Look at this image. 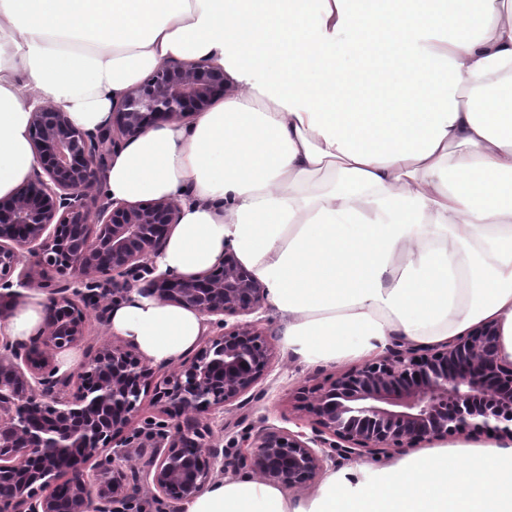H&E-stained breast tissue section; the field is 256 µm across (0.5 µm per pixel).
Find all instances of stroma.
I'll return each mask as SVG.
<instances>
[{
	"instance_id": "stroma-1",
	"label": "stroma",
	"mask_w": 512,
	"mask_h": 512,
	"mask_svg": "<svg viewBox=\"0 0 512 512\" xmlns=\"http://www.w3.org/2000/svg\"><path fill=\"white\" fill-rule=\"evenodd\" d=\"M247 320L267 332L273 352L266 374L248 393L231 405L201 416V424L211 431V442L223 447H246L256 431L266 424L293 433L309 432L311 416L304 410L300 394L328 382L339 372L338 367L332 365L305 368L292 362L280 342L278 324L268 308H260L248 315ZM171 422V417L155 403L153 393L147 392L125 435L146 457L150 454L144 446L146 432Z\"/></svg>"
}]
</instances>
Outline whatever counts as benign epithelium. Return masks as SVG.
Masks as SVG:
<instances>
[{
    "instance_id": "benign-epithelium-1",
    "label": "benign epithelium",
    "mask_w": 512,
    "mask_h": 512,
    "mask_svg": "<svg viewBox=\"0 0 512 512\" xmlns=\"http://www.w3.org/2000/svg\"><path fill=\"white\" fill-rule=\"evenodd\" d=\"M224 97V71L204 61L166 60L133 87L112 110V124L90 135L59 108L33 111L31 142L37 168L31 180L0 199V281L53 289L42 334L0 352V512H58L67 490L69 512H112L128 496L115 470L86 465L105 449L112 461L128 460L123 439L152 368L114 346L99 350L74 375H57L53 354L84 336V308H97L141 281L163 300L193 309L222 329L223 317L254 313L265 289L235 256L196 277L178 280L156 273L151 257L163 248L177 211L168 201L127 203L93 194L106 152L153 124L189 120ZM37 257L23 263V251ZM496 328L486 323L433 352L389 350L373 362L336 375L306 396L311 435L264 425L231 465L250 463L265 480L304 487L341 459L414 448L456 435L512 438V362L496 353ZM268 335L237 325L205 340L182 362L156 396L182 413H206L250 391L271 360ZM78 391L58 396L71 378ZM56 406L43 409L42 398ZM153 451L139 467L133 494L185 501L212 480L223 453L204 442L193 423L150 436ZM63 483L55 479L63 474Z\"/></svg>"
}]
</instances>
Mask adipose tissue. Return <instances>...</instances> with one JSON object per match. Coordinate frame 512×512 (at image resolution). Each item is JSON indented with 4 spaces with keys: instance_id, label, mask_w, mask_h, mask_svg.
I'll list each match as a JSON object with an SVG mask.
<instances>
[{
    "instance_id": "ef3b65f1",
    "label": "adipose tissue",
    "mask_w": 512,
    "mask_h": 512,
    "mask_svg": "<svg viewBox=\"0 0 512 512\" xmlns=\"http://www.w3.org/2000/svg\"><path fill=\"white\" fill-rule=\"evenodd\" d=\"M168 59L222 69V104L129 140L101 183L175 205L160 271L232 252L305 366L485 323L512 360V0H0V198L37 167L35 106L97 133ZM48 313L31 288L0 334L30 341ZM204 321L134 287L106 331L169 365ZM176 512H512V450L346 465L298 498L221 479Z\"/></svg>"
}]
</instances>
